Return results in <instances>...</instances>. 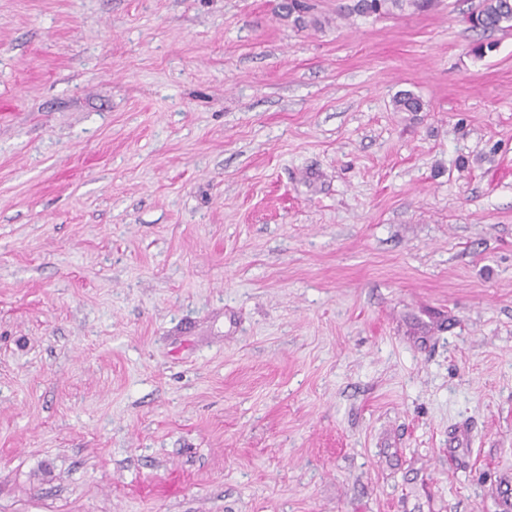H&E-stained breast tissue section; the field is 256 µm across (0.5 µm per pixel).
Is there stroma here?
<instances>
[{
  "label": "stroma",
  "instance_id": "1",
  "mask_svg": "<svg viewBox=\"0 0 512 512\" xmlns=\"http://www.w3.org/2000/svg\"><path fill=\"white\" fill-rule=\"evenodd\" d=\"M278 2L0 0V512H512V28Z\"/></svg>",
  "mask_w": 512,
  "mask_h": 512
}]
</instances>
